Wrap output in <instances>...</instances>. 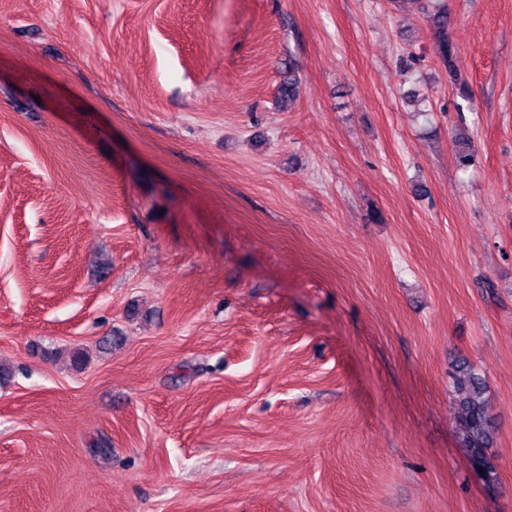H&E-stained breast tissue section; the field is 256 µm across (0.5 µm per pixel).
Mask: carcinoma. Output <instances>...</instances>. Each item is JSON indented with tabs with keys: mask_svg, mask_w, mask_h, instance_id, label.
Instances as JSON below:
<instances>
[{
	"mask_svg": "<svg viewBox=\"0 0 512 512\" xmlns=\"http://www.w3.org/2000/svg\"><path fill=\"white\" fill-rule=\"evenodd\" d=\"M430 18L435 51L440 63L448 71V82L455 87L460 97L468 99L471 96L470 89L458 78L457 50L450 34L451 19L447 4L437 7ZM452 384L457 395L455 429L458 438L467 449L471 461L483 469L485 482L493 484L498 480L497 469L492 462L496 428L487 408V381L469 362L461 359L453 368Z\"/></svg>",
	"mask_w": 512,
	"mask_h": 512,
	"instance_id": "carcinoma-1",
	"label": "carcinoma"
}]
</instances>
